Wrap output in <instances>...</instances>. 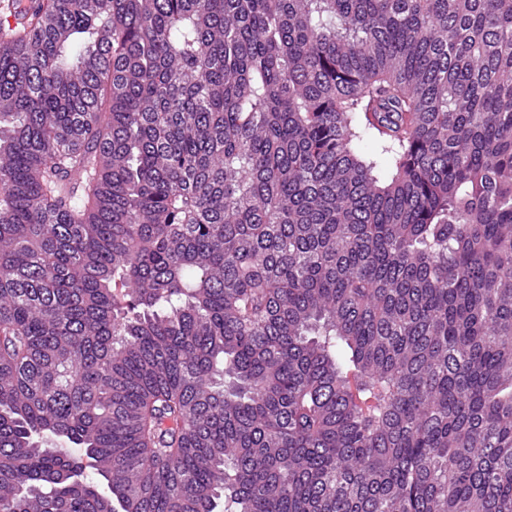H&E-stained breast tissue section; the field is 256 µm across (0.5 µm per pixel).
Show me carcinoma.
<instances>
[{"mask_svg": "<svg viewBox=\"0 0 512 512\" xmlns=\"http://www.w3.org/2000/svg\"><path fill=\"white\" fill-rule=\"evenodd\" d=\"M118 508L512 512V0L0 16V512Z\"/></svg>", "mask_w": 512, "mask_h": 512, "instance_id": "1", "label": "carcinoma"}]
</instances>
